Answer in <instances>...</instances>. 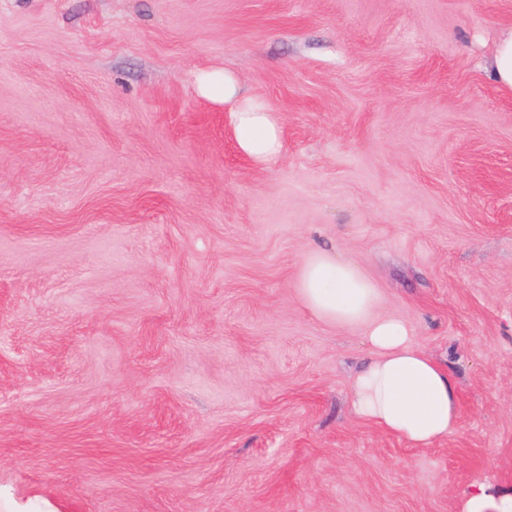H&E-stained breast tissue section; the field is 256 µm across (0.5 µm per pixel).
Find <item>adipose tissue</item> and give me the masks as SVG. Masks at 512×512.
I'll return each instance as SVG.
<instances>
[{
    "label": "adipose tissue",
    "instance_id": "ef3b65f1",
    "mask_svg": "<svg viewBox=\"0 0 512 512\" xmlns=\"http://www.w3.org/2000/svg\"><path fill=\"white\" fill-rule=\"evenodd\" d=\"M197 90L222 103L239 151L260 168L283 149V127L266 103L248 96L229 70L200 72ZM297 294L318 319L358 325L370 349L369 362L350 380L355 415L414 447L447 438L457 419L458 395L447 369L438 364L401 318L380 314V290L357 265L325 250L306 257Z\"/></svg>",
    "mask_w": 512,
    "mask_h": 512
}]
</instances>
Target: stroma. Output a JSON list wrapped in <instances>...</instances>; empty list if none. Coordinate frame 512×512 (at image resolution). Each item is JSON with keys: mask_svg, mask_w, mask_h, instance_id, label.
<instances>
[{"mask_svg": "<svg viewBox=\"0 0 512 512\" xmlns=\"http://www.w3.org/2000/svg\"><path fill=\"white\" fill-rule=\"evenodd\" d=\"M512 0H0V490L54 512H512ZM283 126L260 169L195 75ZM358 265L457 385L355 416ZM491 76L499 85L512 89V28L502 34L495 46ZM297 294L318 319L363 329L372 358L349 382L358 418L413 447L448 437L458 416L450 373L425 352L405 320L377 311L380 290L360 267L313 251L301 267Z\"/></svg>", "mask_w": 512, "mask_h": 512, "instance_id": "obj_1", "label": "stroma"}]
</instances>
